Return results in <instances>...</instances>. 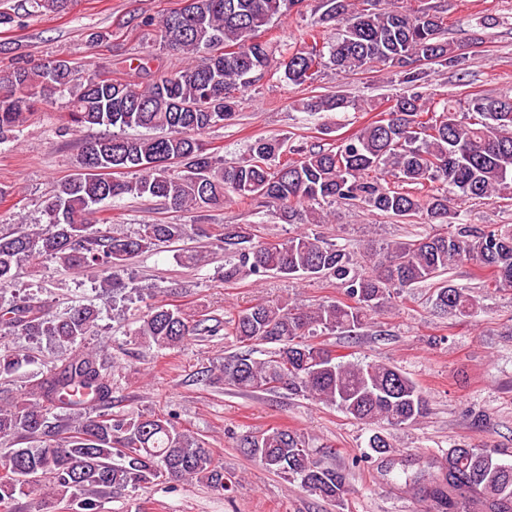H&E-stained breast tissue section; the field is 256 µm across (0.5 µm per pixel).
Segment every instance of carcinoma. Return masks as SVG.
Here are the masks:
<instances>
[{"label":"carcinoma","instance_id":"obj_1","mask_svg":"<svg viewBox=\"0 0 512 512\" xmlns=\"http://www.w3.org/2000/svg\"><path fill=\"white\" fill-rule=\"evenodd\" d=\"M75 0H14L0 9V27H20L24 18L66 14ZM306 0H181L156 26L158 49L182 53L185 67L136 84L92 73L64 58L35 65L17 62L0 70V145L18 140L37 112L66 99L61 133L105 126L114 132L87 141L73 173L42 201L44 225L16 236H0V289L11 287L16 270L37 258L76 271L101 268L99 287L122 301L137 289L122 273L138 256L190 234L217 237L224 247V283L249 275L288 279L329 278L346 300L310 308L288 301L259 302L228 321L230 336L244 350L205 371L213 383L243 392L285 390L338 408L379 431L368 448L380 458L394 453L382 430L403 429L425 417L429 403L421 388L383 361L346 358L310 341L319 332L352 331L400 292L440 278L470 262L495 287L512 288V228L478 231L460 222L455 197L512 200V95L470 94L465 101L435 99L431 66L455 72L463 65L459 47L445 38L442 12L414 10L400 0H317L311 28L299 41L275 52L260 40L273 20ZM335 32L329 38L327 34ZM379 65L396 77L402 92L386 118L364 126L333 148H287L288 138L257 137L249 159L231 164L209 152L203 135L235 115L240 95L266 75L302 85L323 67L364 72ZM359 103L341 94L297 102L310 116ZM128 128L145 133L129 135ZM298 155L281 160L284 152ZM130 196L154 198L198 213L224 203L260 201L283 224H324L336 204H361L393 217L424 216L446 230L418 240L366 247L370 269L343 246L320 235L296 231L288 237L254 241L252 225L226 224L213 234L207 224H141L112 235L102 204ZM444 315L469 319L478 300L467 288L440 279L432 295ZM99 311L79 303L62 316L27 294L0 303V335L44 338L61 351L45 376L24 392L0 399V439L24 446L0 450V512H14L18 498L41 512H100L101 503L159 481L199 482L220 495L231 489L224 464L209 443L173 417L140 412L112 413L114 371L82 350L95 333ZM196 319L178 305L148 304L129 336L158 352L180 348L196 336H215L223 321ZM273 344L265 360L249 347ZM36 357L0 350V380L11 379ZM241 452L262 467L318 497L345 492L346 474L322 464L303 434L287 426L240 435ZM440 475L405 477L434 512H461L485 504L512 512V465L487 449L456 445L439 461Z\"/></svg>","mask_w":512,"mask_h":512}]
</instances>
